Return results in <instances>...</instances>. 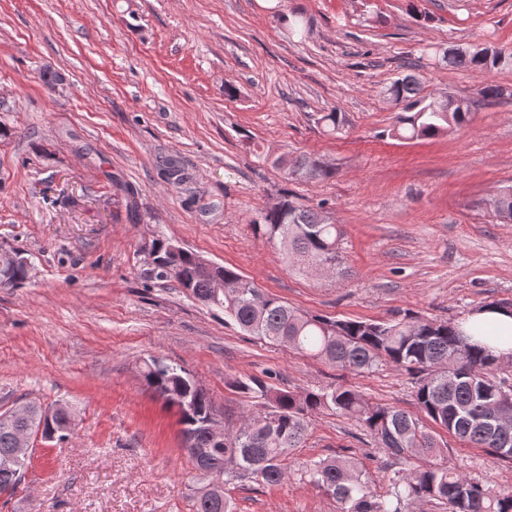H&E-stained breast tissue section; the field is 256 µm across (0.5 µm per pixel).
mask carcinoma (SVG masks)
Wrapping results in <instances>:
<instances>
[{
  "mask_svg": "<svg viewBox=\"0 0 512 512\" xmlns=\"http://www.w3.org/2000/svg\"><path fill=\"white\" fill-rule=\"evenodd\" d=\"M438 61L483 74L493 69H512V52L483 44L468 45ZM417 78L406 74L385 87L384 94L402 106L390 135L403 139L435 138L454 126L472 120L470 106L442 111V105L425 102ZM320 122L330 134L343 131L339 112H326ZM276 163L291 174L316 178L327 170L313 162L279 158ZM494 210L512 220V190L495 199ZM255 232L275 242L290 263L303 268L341 263L340 229L323 220L322 210L302 206L288 197L278 201L254 225ZM172 243L162 242L153 252L156 277L161 268L180 269L179 285L203 305L224 313L241 330L272 343H282L312 358L356 374H370L382 366L405 372L415 384L416 403L435 426L466 443L482 448L493 459L512 461V453L500 451L497 438L512 449V425L491 435L490 405L512 409V377L500 376L512 355L493 356L470 344L458 324L427 320L410 314L386 322L335 319L304 313L279 298L264 294L230 267L207 268L203 256L188 250L174 252ZM27 270L16 255L0 253V288H13L26 280ZM222 282L229 291L216 292ZM144 385L154 391H185L188 406L180 411L187 457L198 472L205 492L194 497V512H233L224 486L253 479L266 486L279 485L285 476L284 461L300 447L308 419L331 410L354 420L373 438L376 446L393 463L420 457L422 464L398 468L389 477L383 494L369 485L358 463L345 458H326L305 467L308 482L332 497L338 512H409L417 501H437L446 512H512V490L495 492L477 478L463 475L448 465L447 449L436 434L406 411L370 402L358 390L344 384L329 388L290 391L274 389L259 377L236 382V388L252 399L259 412L237 432L214 440L206 422L214 415L211 398L182 368L151 359L139 367ZM11 407L0 412V494L14 492L25 472V464L14 458L15 434L19 427H39L43 406L27 402L20 416ZM75 410L64 411L52 420L51 433L66 438L75 428ZM192 448H206L197 459Z\"/></svg>",
  "mask_w": 512,
  "mask_h": 512,
  "instance_id": "obj_1",
  "label": "carcinoma"
}]
</instances>
